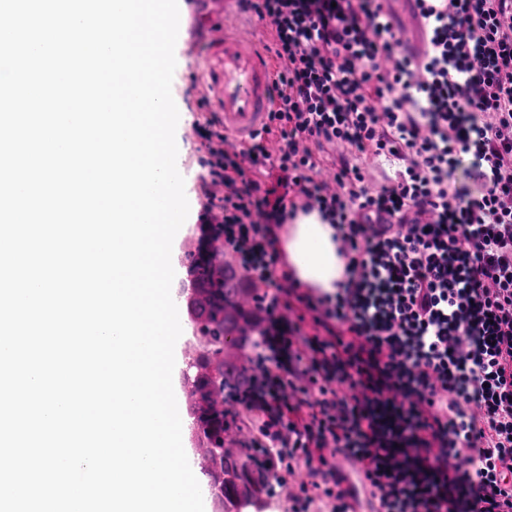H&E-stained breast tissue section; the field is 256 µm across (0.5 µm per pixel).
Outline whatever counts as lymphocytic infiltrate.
<instances>
[{"mask_svg":"<svg viewBox=\"0 0 512 512\" xmlns=\"http://www.w3.org/2000/svg\"><path fill=\"white\" fill-rule=\"evenodd\" d=\"M269 20L278 103L248 149L199 113L200 221L262 286L244 403L288 512H512V0H416L407 55L382 0H241ZM343 147L336 187L319 174ZM388 155L369 185L360 159ZM472 157L476 195L452 182ZM336 230L346 280L302 284L277 248L298 213Z\"/></svg>","mask_w":512,"mask_h":512,"instance_id":"obj_1","label":"lymphocytic infiltrate"}]
</instances>
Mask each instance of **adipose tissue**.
<instances>
[{"label": "adipose tissue", "instance_id": "1", "mask_svg": "<svg viewBox=\"0 0 512 512\" xmlns=\"http://www.w3.org/2000/svg\"><path fill=\"white\" fill-rule=\"evenodd\" d=\"M334 234V228L323 223L318 214H302L289 225L281 248L302 283L329 293L344 280L346 268Z\"/></svg>", "mask_w": 512, "mask_h": 512}]
</instances>
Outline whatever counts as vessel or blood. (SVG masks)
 I'll return each mask as SVG.
<instances>
[{
    "label": "vessel or blood",
    "instance_id": "1",
    "mask_svg": "<svg viewBox=\"0 0 512 512\" xmlns=\"http://www.w3.org/2000/svg\"><path fill=\"white\" fill-rule=\"evenodd\" d=\"M260 20L208 24L203 82L228 139L249 148L276 106L275 71L260 41Z\"/></svg>",
    "mask_w": 512,
    "mask_h": 512
}]
</instances>
